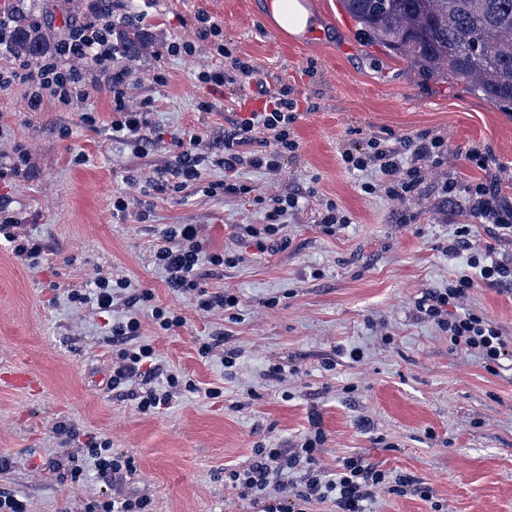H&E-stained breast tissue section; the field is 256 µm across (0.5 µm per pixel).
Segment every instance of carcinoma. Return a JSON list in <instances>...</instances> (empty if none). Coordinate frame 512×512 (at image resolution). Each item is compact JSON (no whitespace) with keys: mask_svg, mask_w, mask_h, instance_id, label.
<instances>
[{"mask_svg":"<svg viewBox=\"0 0 512 512\" xmlns=\"http://www.w3.org/2000/svg\"><path fill=\"white\" fill-rule=\"evenodd\" d=\"M369 41L512 110V0H340Z\"/></svg>","mask_w":512,"mask_h":512,"instance_id":"carcinoma-1","label":"carcinoma"}]
</instances>
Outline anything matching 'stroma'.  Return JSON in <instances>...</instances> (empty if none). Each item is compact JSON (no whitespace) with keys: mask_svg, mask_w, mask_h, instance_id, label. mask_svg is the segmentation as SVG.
I'll use <instances>...</instances> for the list:
<instances>
[{"mask_svg":"<svg viewBox=\"0 0 512 512\" xmlns=\"http://www.w3.org/2000/svg\"><path fill=\"white\" fill-rule=\"evenodd\" d=\"M201 10L261 79L288 84L299 104L295 156L270 174L238 171L250 194H145L127 185V170L152 175L172 164L173 153L112 143L104 128L111 98L93 67L84 69L90 96L83 106L98 113L102 126L95 130L50 101L30 111L24 88L0 92V149L20 142L40 159L35 175L1 185L0 193L52 253L51 266L36 272L0 245V374L27 365L42 382L35 395L0 389V457L11 461L0 473V491L24 495L29 512H82L101 499L107 485L97 476L75 484L47 467L63 451L55 429L66 425L98 431L132 457L136 473L118 489L149 494L153 512H252L225 485V470L243 465L258 442L290 447L316 415L327 435L320 463L328 470L362 454L429 483L448 512H512V366L487 372L413 309L422 291L446 287L466 270V257L452 261L446 253L457 225L472 224L497 258L512 260L511 238L490 240L484 225L438 195L448 174L463 170L471 146L481 145L512 196V112L465 82L428 80L407 61L387 57L340 14L336 0L308 6L325 38L305 50L274 33L271 0H157L142 24L144 47L121 57L130 71L128 100L148 106L158 131L195 130L208 152L223 153L225 129L258 109L259 91L228 83L212 92L194 79L210 65L207 55L164 54L172 39L194 38ZM159 72L165 82L156 81ZM204 102L212 111L201 110ZM65 124L73 127L66 139L58 134ZM422 132L447 139L450 159L429 173L421 195L406 205L363 195L361 175L344 168L341 152L373 137L397 144ZM76 148L83 163L73 161ZM288 191L303 201L285 218L287 248L258 254L235 238V225L263 220L255 196ZM121 193L129 201L123 218L112 213V198ZM329 199L351 218L333 236L315 224ZM165 224L210 225L214 248L241 254L237 266L209 271L205 280L210 290L236 293L237 319L219 311L200 315L168 290L150 257ZM102 266L182 309L184 328L161 334L147 320L143 331L167 369L220 388L222 397L194 396L143 416L131 401L112 396L104 321L70 307L61 292ZM463 308L512 336V288L477 283L448 311ZM219 329L240 352L230 376L220 360L201 362L196 351L198 338ZM354 348L363 351L361 361L349 359ZM273 364L287 368L283 381L267 378Z\"/></svg>","mask_w":512,"mask_h":512,"instance_id":"obj_1","label":"stroma"}]
</instances>
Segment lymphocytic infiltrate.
<instances>
[{
  "label": "lymphocytic infiltrate",
  "instance_id": "1",
  "mask_svg": "<svg viewBox=\"0 0 512 512\" xmlns=\"http://www.w3.org/2000/svg\"><path fill=\"white\" fill-rule=\"evenodd\" d=\"M195 19L198 27L194 39H173L166 46L167 53L192 58L199 51H207L212 64L199 71L196 79L213 90L227 82L247 84L254 80L258 68L225 45L221 25L204 11L197 12ZM127 21L124 15L115 18L99 12L91 17L74 16L59 37L44 43L41 54L30 60L16 49L17 17L0 10V91L24 87L33 111L47 98L70 107L88 97L83 64L95 66L107 80L113 141L138 151L166 143L175 153L173 167L150 176L137 171L126 175L128 185H143L154 191L193 189L207 196L245 194L248 186L235 182L234 173L245 167L273 173L284 158L296 153L298 142L292 138L291 129L298 119V101L285 84L261 87L266 97L263 109L252 111L225 130L223 154L211 157L199 152L202 137L190 130L167 139L156 133L148 112L131 107L127 100L130 71L119 64L117 57L121 29ZM448 155L443 138L421 133L401 147L385 139H371L368 150L344 151L341 160L348 171L374 173V180L362 183L363 193L372 195L381 190L403 203L420 195L427 170L441 166ZM466 160L473 177L463 182L454 177L442 182V198L478 223L488 225L493 235L512 236V198L503 194L491 173L489 151L471 148ZM208 164L223 167L227 179L206 180L203 171ZM299 199L296 192L265 199L263 223L236 225L235 237L252 242L262 253L277 250L286 243L283 220L288 212L297 210ZM207 237L206 225L168 224L160 229L151 250L152 262L164 272L171 292L189 296L195 310L202 314L228 311L239 304L235 294L208 291L203 283L207 268L233 266L241 260L240 255L209 249ZM0 238L7 242L18 263L33 270L49 264L47 245L27 231L5 196H0ZM464 253L469 256V272L459 273L447 287L423 291L414 307L417 317L434 322L447 332L452 346L476 356L493 374L504 363H512V337L504 336L497 325L474 311L452 316L447 307L467 297L476 280L489 285L512 283V263L494 258L492 248L473 240L465 224L455 228L448 242V257L454 260ZM64 293L71 306L108 315L104 327L112 346V373L106 386L116 397L132 401L140 414H158L176 399L197 393L208 399L220 397L219 389L200 388L193 379L165 370L159 363L152 341L143 337L137 310H150L155 327L162 333L184 327L187 320L179 309L157 305L152 289L99 268L90 282L67 285ZM60 433L74 448L66 458L72 482L83 480L90 466L115 483L134 473L132 459L115 452L110 439L67 426L61 427ZM326 440L319 421H312L310 431L291 447L262 444L253 448L249 464L228 471L227 479L254 512H313L316 505L325 503L331 504L333 512H372L371 505L381 494H412L430 503L433 512H442V503L427 483L416 475L383 468L365 456L342 458L335 471L325 470L319 457Z\"/></svg>",
  "mask_w": 512,
  "mask_h": 512
}]
</instances>
